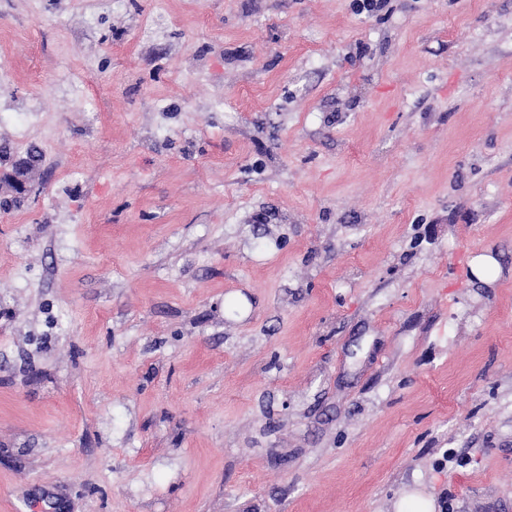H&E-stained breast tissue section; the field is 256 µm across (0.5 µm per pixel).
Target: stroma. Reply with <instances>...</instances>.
I'll return each instance as SVG.
<instances>
[{
  "label": "stroma",
  "mask_w": 512,
  "mask_h": 512,
  "mask_svg": "<svg viewBox=\"0 0 512 512\" xmlns=\"http://www.w3.org/2000/svg\"><path fill=\"white\" fill-rule=\"evenodd\" d=\"M0 56V512H512V0H0ZM35 162L34 156L28 154V157L21 158L17 161L12 172L2 173L0 175L1 191L6 186L11 193L12 199L23 200L28 194V186L26 182V174L28 169Z\"/></svg>",
  "instance_id": "1"
}]
</instances>
